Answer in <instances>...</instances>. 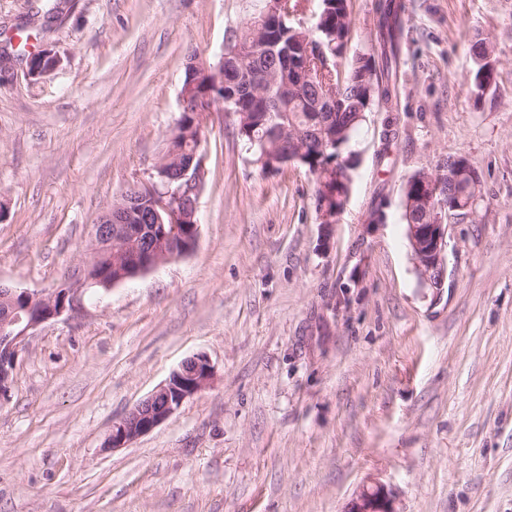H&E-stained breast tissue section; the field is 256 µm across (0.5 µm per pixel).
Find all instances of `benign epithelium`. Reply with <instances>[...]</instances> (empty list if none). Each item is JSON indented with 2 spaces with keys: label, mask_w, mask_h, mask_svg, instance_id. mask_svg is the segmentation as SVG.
Listing matches in <instances>:
<instances>
[{
  "label": "benign epithelium",
  "mask_w": 512,
  "mask_h": 512,
  "mask_svg": "<svg viewBox=\"0 0 512 512\" xmlns=\"http://www.w3.org/2000/svg\"><path fill=\"white\" fill-rule=\"evenodd\" d=\"M277 21L274 12L267 8L259 10L254 22L257 36L274 30ZM214 101L210 94L200 99L192 127L205 124ZM202 163L198 154L187 162L178 153L166 149L155 166V177L165 191L142 185L138 187L139 195H122L93 225V245L116 247L114 278H109L107 271L90 275L93 269L90 261L67 271L62 283L48 293L29 292L0 283V397L7 394L15 362L32 331L65 312L79 309L84 289L103 285L111 288L194 250L198 238L196 214ZM450 170L446 180L421 172L415 181L413 197L404 198L407 209L419 207V221L408 225V237L421 275L435 288L441 285L444 272L447 199L465 197L461 209L467 212L474 211L480 199V178L467 159H455ZM318 189L319 224L328 227L336 223L347 200L329 178L320 179ZM142 224H182L186 232L151 235L142 247H125L124 240L139 235ZM212 375V366L205 356L184 361L152 394L113 422L106 447L124 448L149 433L174 415L188 398L206 388ZM345 512L396 510L391 491L376 485L360 490Z\"/></svg>",
  "instance_id": "7a95c632"
}]
</instances>
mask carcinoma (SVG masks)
Returning <instances> with one entry per match:
<instances>
[{
    "mask_svg": "<svg viewBox=\"0 0 512 512\" xmlns=\"http://www.w3.org/2000/svg\"><path fill=\"white\" fill-rule=\"evenodd\" d=\"M279 17L273 33L275 54L267 56L251 49L253 28L233 31L226 41L239 46L224 59L223 78L218 84L200 83L201 92L226 100L248 85L263 87L264 96L249 102L248 123L240 133L246 148L256 158H273L280 167L297 165V148L305 149L302 167L314 181L322 173H341L350 191V161L343 157L354 134L372 107L383 102L398 105L396 62L402 38L403 0H377V45L347 56L351 32L349 0H328L322 5L316 28L305 32L291 21L301 0H265ZM493 76L478 65L471 85L477 97L485 94V81ZM174 131V148L189 155L199 150L197 133L189 118ZM345 132L341 145H330L336 130Z\"/></svg>",
    "mask_w": 512,
    "mask_h": 512,
    "instance_id": "1",
    "label": "carcinoma"
}]
</instances>
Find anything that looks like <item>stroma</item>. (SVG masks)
<instances>
[{"label": "stroma", "mask_w": 512, "mask_h": 512, "mask_svg": "<svg viewBox=\"0 0 512 512\" xmlns=\"http://www.w3.org/2000/svg\"><path fill=\"white\" fill-rule=\"evenodd\" d=\"M396 111L352 141L350 198L323 228L303 167L262 172L215 103L195 249L39 326L0 402V512H512V0H405ZM256 0H0V283L57 287L92 226L151 181L187 58L216 62ZM57 65L29 78L16 31ZM494 83L476 97L472 45ZM388 159H381V151ZM466 157L474 213L448 215L424 282L411 176ZM204 355L214 375L124 448L115 419ZM345 512H396L391 491L383 485L366 487L350 501Z\"/></svg>", "instance_id": "obj_1"}]
</instances>
